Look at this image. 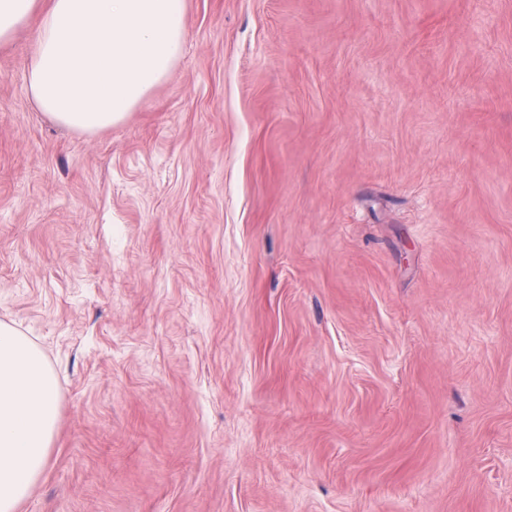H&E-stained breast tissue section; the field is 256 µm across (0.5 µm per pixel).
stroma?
I'll list each match as a JSON object with an SVG mask.
<instances>
[{
    "instance_id": "obj_1",
    "label": "stroma",
    "mask_w": 512,
    "mask_h": 512,
    "mask_svg": "<svg viewBox=\"0 0 512 512\" xmlns=\"http://www.w3.org/2000/svg\"><path fill=\"white\" fill-rule=\"evenodd\" d=\"M119 124L0 44V323L60 415L18 512H512V0H186Z\"/></svg>"
}]
</instances>
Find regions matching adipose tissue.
Masks as SVG:
<instances>
[{"label":"adipose tissue","mask_w":512,"mask_h":512,"mask_svg":"<svg viewBox=\"0 0 512 512\" xmlns=\"http://www.w3.org/2000/svg\"><path fill=\"white\" fill-rule=\"evenodd\" d=\"M185 0H0V43L36 29L29 91L57 125L123 121L181 56ZM59 413L43 353L0 323V512H17L49 459Z\"/></svg>","instance_id":"1"}]
</instances>
